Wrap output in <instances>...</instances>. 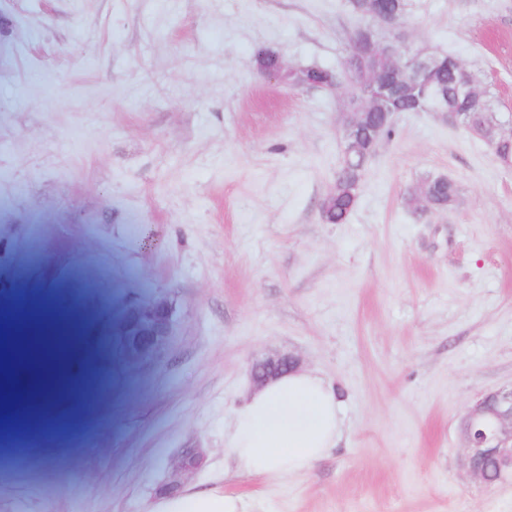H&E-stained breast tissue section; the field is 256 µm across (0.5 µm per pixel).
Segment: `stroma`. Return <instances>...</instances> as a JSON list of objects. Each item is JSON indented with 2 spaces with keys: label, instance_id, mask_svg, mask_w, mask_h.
Listing matches in <instances>:
<instances>
[{
  "label": "stroma",
  "instance_id": "stroma-1",
  "mask_svg": "<svg viewBox=\"0 0 512 512\" xmlns=\"http://www.w3.org/2000/svg\"><path fill=\"white\" fill-rule=\"evenodd\" d=\"M348 0H0V304L23 277L95 310L106 380L73 452L0 460V512H150L218 487L247 512H512V482L472 481L460 424L512 384V169L434 112L403 114L348 221L325 223L350 79L332 91L261 73L339 66ZM457 56L512 114V0H408L380 29ZM426 176L449 212L403 201ZM170 310L150 335L146 305ZM291 354L341 395L335 448L274 481L225 442L254 359ZM203 459L179 475L186 449ZM442 177L428 176L417 181L404 197L406 207L422 211L451 208L458 196V187L450 178L447 183Z\"/></svg>",
  "mask_w": 512,
  "mask_h": 512
}]
</instances>
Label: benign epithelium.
I'll list each match as a JSON object with an SVG mask.
<instances>
[{
	"label": "benign epithelium",
	"mask_w": 512,
	"mask_h": 512,
	"mask_svg": "<svg viewBox=\"0 0 512 512\" xmlns=\"http://www.w3.org/2000/svg\"><path fill=\"white\" fill-rule=\"evenodd\" d=\"M354 5L356 13L363 16L383 14L386 9L382 0H354ZM369 56L392 60L408 80L421 79L429 69V57L424 51L407 54L399 41L381 39L374 30L355 36L347 69L358 86H368L371 95H363L357 110L350 113L353 128L363 118L360 109L377 103L375 76L364 68L365 59ZM145 318L157 336L166 330L169 322L167 309L159 303L145 311ZM296 367V361L290 356L266 358L252 365L251 374L260 386ZM461 433L465 442L462 466L472 480L486 483L484 464L487 462L493 465L500 480H512V385L485 393L472 403L462 420Z\"/></svg>",
	"instance_id": "obj_1"
}]
</instances>
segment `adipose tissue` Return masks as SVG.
<instances>
[{
	"label": "adipose tissue",
	"mask_w": 512,
	"mask_h": 512,
	"mask_svg": "<svg viewBox=\"0 0 512 512\" xmlns=\"http://www.w3.org/2000/svg\"><path fill=\"white\" fill-rule=\"evenodd\" d=\"M337 391L294 370L266 382L236 413L226 447L249 473L282 479L309 469L340 430ZM151 512H245L240 496L214 488L159 498Z\"/></svg>",
	"instance_id": "ef3b65f1"
}]
</instances>
